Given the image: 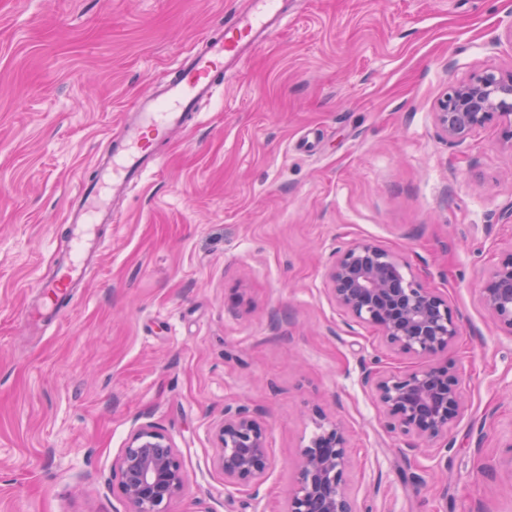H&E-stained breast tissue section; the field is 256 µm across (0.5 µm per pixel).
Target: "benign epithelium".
<instances>
[{
	"mask_svg": "<svg viewBox=\"0 0 512 512\" xmlns=\"http://www.w3.org/2000/svg\"><path fill=\"white\" fill-rule=\"evenodd\" d=\"M511 115L512 70H486L448 86L435 121L444 137L460 141L494 118ZM400 267L394 254L369 241L355 242L330 267L328 293L346 314L377 327L393 350L416 358L450 350L460 335L458 319L434 291L405 279ZM482 299L512 330V252L488 274ZM364 382L373 387L389 425L405 435L446 439L460 416L462 398L450 363L398 374L375 370ZM214 437V462L224 483L258 495L270 467L259 412L245 405L224 407ZM349 468L342 426L321 425V433L303 449L288 512H357L348 491ZM112 476L119 480L128 512H169L187 483L177 448L150 423L132 431Z\"/></svg>",
	"mask_w": 512,
	"mask_h": 512,
	"instance_id": "1",
	"label": "benign epithelium"
}]
</instances>
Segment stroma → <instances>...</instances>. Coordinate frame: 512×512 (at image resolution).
Returning a JSON list of instances; mask_svg holds the SVG:
<instances>
[{"instance_id":"obj_1","label":"stroma","mask_w":512,"mask_h":512,"mask_svg":"<svg viewBox=\"0 0 512 512\" xmlns=\"http://www.w3.org/2000/svg\"><path fill=\"white\" fill-rule=\"evenodd\" d=\"M252 0H0V512H127L112 466L152 423L188 481L170 512H288L321 418L359 512H512V330L480 289L512 252V123H434L451 83L512 69V0H289L159 166L115 200L87 285L30 321L71 250L66 209L122 115ZM359 240L461 323L453 445L388 428L368 369L403 371L327 293ZM262 414L259 496L225 485L214 426Z\"/></svg>"}]
</instances>
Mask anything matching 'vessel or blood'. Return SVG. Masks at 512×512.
<instances>
[{"label": "vessel or blood", "mask_w": 512, "mask_h": 512, "mask_svg": "<svg viewBox=\"0 0 512 512\" xmlns=\"http://www.w3.org/2000/svg\"><path fill=\"white\" fill-rule=\"evenodd\" d=\"M287 15L288 0H253L251 12L225 23L222 38L206 40L179 63L159 95L140 99L127 111L120 136L99 159L95 179L80 183L66 213L73 255L62 262L59 273L41 282L45 296H64L82 286L99 250L97 228L113 221L112 198L123 195L157 163L153 143L179 134L192 106L212 97L225 69L280 27Z\"/></svg>", "instance_id": "obj_1"}]
</instances>
